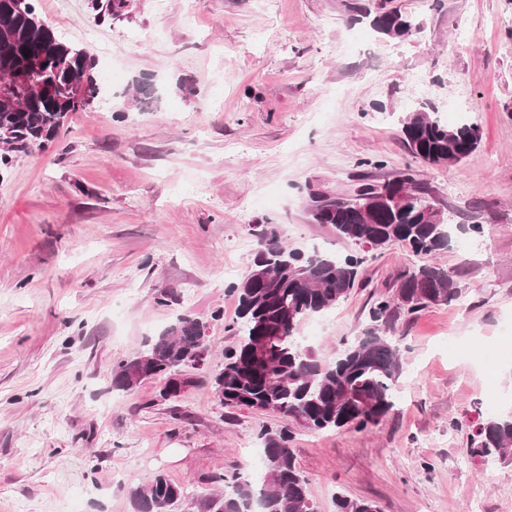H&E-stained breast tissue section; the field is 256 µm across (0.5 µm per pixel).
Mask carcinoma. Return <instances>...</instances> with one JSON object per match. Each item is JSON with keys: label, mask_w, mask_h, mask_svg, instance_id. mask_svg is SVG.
<instances>
[{"label": "carcinoma", "mask_w": 512, "mask_h": 512, "mask_svg": "<svg viewBox=\"0 0 512 512\" xmlns=\"http://www.w3.org/2000/svg\"><path fill=\"white\" fill-rule=\"evenodd\" d=\"M350 9L370 19L386 38L403 40L414 22L394 11L380 15L361 6ZM29 56H24V53ZM94 62L81 48L57 39L31 5L20 9L17 0H0V143L17 149L43 147L58 132L70 112L90 107L100 94L92 74ZM403 139L415 159L431 166L448 160L450 146L461 147L459 163L480 141L479 128L464 123L449 126L437 111L421 105L402 119ZM419 200L388 198L372 221L358 209L361 192L371 181L360 180L356 190L332 197L311 217L328 224L336 235L370 248L400 245L416 254L434 256L448 249L453 226L430 223L424 214L428 190L405 172ZM364 258L319 254L284 245L281 231L268 224L247 274L230 284L237 295L238 336L224 349V367L213 376L214 390L228 408L273 411L295 419L304 428L323 432L336 429L364 431L379 424L394 407L403 370L401 345L391 335L395 311L388 296L370 311L365 336L343 347L336 359L324 362L295 336L305 318L322 314L344 301L355 287ZM460 297L454 274L435 263L405 274L398 298L410 312L429 305L448 304ZM198 320L183 315L169 329L112 365L111 385L130 392L142 383L164 377L185 366L189 352L200 357L207 343L197 333ZM265 473L261 485L238 472L212 478L220 494L196 496L194 512H317L308 479L297 467L290 436L283 429L261 435ZM475 455L506 459L512 455V415L500 414L481 423L471 439ZM132 512H178L186 499L184 487L156 472L144 484L128 489ZM336 512H379L367 500L338 495Z\"/></svg>", "instance_id": "1"}]
</instances>
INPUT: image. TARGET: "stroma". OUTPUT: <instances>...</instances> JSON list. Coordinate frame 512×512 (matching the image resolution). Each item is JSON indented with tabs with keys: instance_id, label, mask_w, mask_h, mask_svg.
Returning a JSON list of instances; mask_svg holds the SVG:
<instances>
[{
	"instance_id": "obj_1",
	"label": "stroma",
	"mask_w": 512,
	"mask_h": 512,
	"mask_svg": "<svg viewBox=\"0 0 512 512\" xmlns=\"http://www.w3.org/2000/svg\"><path fill=\"white\" fill-rule=\"evenodd\" d=\"M34 0L86 49L102 90L48 150L0 168V512H131L157 471L190 493L247 469L263 428H286L317 512L342 494L380 512H512V459L472 457L488 396L512 412V0H393L417 28L376 33L349 0ZM477 125L460 164L413 158L400 120L417 102ZM414 171L456 235L439 257L459 300L401 313L396 406L366 431L311 432L225 407L208 382L235 338L237 298L265 224L284 242L363 257L360 283L302 321L324 361L368 328L422 257L358 248L308 219V187ZM188 314L207 327L193 383L113 392V363ZM459 345L449 355L448 338Z\"/></svg>"
}]
</instances>
